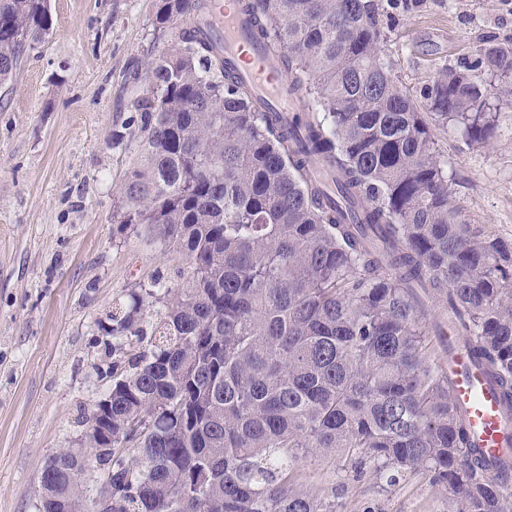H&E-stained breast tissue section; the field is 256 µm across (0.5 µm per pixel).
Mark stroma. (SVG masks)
<instances>
[{"label": "stroma", "mask_w": 512, "mask_h": 512, "mask_svg": "<svg viewBox=\"0 0 512 512\" xmlns=\"http://www.w3.org/2000/svg\"><path fill=\"white\" fill-rule=\"evenodd\" d=\"M158 0H49L53 25L0 82V512H38L41 474L58 449L83 445L111 379L112 339L98 328L125 289L172 276L184 255L146 244L112 213L138 140L112 145L148 62L185 26L155 22ZM512 36V0H422L381 46L404 89H421L476 45ZM452 203L512 241V108L470 142L426 115ZM300 482L336 512H447L424 470L387 481L375 467L307 459Z\"/></svg>", "instance_id": "obj_1"}]
</instances>
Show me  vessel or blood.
I'll return each mask as SVG.
<instances>
[{
	"mask_svg": "<svg viewBox=\"0 0 512 512\" xmlns=\"http://www.w3.org/2000/svg\"><path fill=\"white\" fill-rule=\"evenodd\" d=\"M211 21L225 56L234 61L239 76L254 88L260 102L283 116L305 111L304 95L288 92L276 62L251 41L247 18L234 0H213ZM448 375L454 399L466 414L478 448L488 459L499 460L503 448L512 445V411L464 346H456L449 356Z\"/></svg>",
	"mask_w": 512,
	"mask_h": 512,
	"instance_id": "obj_1",
	"label": "vessel or blood"
}]
</instances>
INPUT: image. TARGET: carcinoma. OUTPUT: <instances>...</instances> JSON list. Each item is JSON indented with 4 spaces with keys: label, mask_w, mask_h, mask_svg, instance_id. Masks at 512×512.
I'll list each match as a JSON object with an SVG mask.
<instances>
[{
    "label": "carcinoma",
    "mask_w": 512,
    "mask_h": 512,
    "mask_svg": "<svg viewBox=\"0 0 512 512\" xmlns=\"http://www.w3.org/2000/svg\"><path fill=\"white\" fill-rule=\"evenodd\" d=\"M239 2L317 115L287 125L264 111L206 30V0H159L157 24L190 26L131 104L123 128L141 154L115 218L179 249L188 271L126 290L100 322L112 447L59 449L40 512H76L88 488L73 478L93 461L112 473L110 512H334L299 483L314 454L390 482L422 468L448 512H512V472L472 448L415 293L512 406V242L452 205L429 127L379 56L382 19L415 4ZM51 26L48 0H0V81ZM420 96L488 143L512 105V37L443 66Z\"/></svg>",
    "instance_id": "carcinoma-1"
}]
</instances>
